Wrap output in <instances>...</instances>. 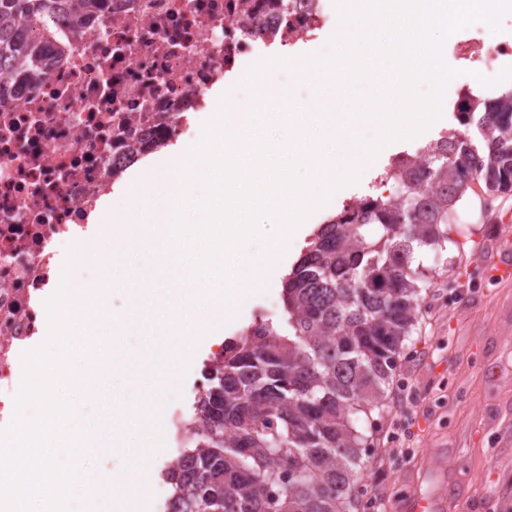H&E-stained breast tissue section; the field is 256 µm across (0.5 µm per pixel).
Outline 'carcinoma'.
I'll use <instances>...</instances> for the list:
<instances>
[{
	"mask_svg": "<svg viewBox=\"0 0 512 512\" xmlns=\"http://www.w3.org/2000/svg\"><path fill=\"white\" fill-rule=\"evenodd\" d=\"M105 22L102 0H0V81L43 72L30 35ZM456 130L394 163V195L367 196L321 225L283 279L284 316L259 318L208 366L176 461L161 473L178 512H354L358 414L384 400L418 318L425 247L448 240L478 182L512 192V87L467 91Z\"/></svg>",
	"mask_w": 512,
	"mask_h": 512,
	"instance_id": "1",
	"label": "carcinoma"
}]
</instances>
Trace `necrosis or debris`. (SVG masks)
I'll return each instance as SVG.
<instances>
[{
  "label": "necrosis or debris",
  "instance_id": "4bbe7bcc",
  "mask_svg": "<svg viewBox=\"0 0 512 512\" xmlns=\"http://www.w3.org/2000/svg\"><path fill=\"white\" fill-rule=\"evenodd\" d=\"M104 14L40 79L0 86V430L49 321L56 245L147 150L202 138L188 113L223 75L339 20L334 0H106ZM454 52L487 69L512 58V43L478 30Z\"/></svg>",
  "mask_w": 512,
  "mask_h": 512
}]
</instances>
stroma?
I'll list each match as a JSON object with an SVG mask.
<instances>
[{
    "label": "stroma",
    "mask_w": 512,
    "mask_h": 512,
    "mask_svg": "<svg viewBox=\"0 0 512 512\" xmlns=\"http://www.w3.org/2000/svg\"><path fill=\"white\" fill-rule=\"evenodd\" d=\"M457 127L454 112L441 111L426 130L375 156L363 178L306 216L308 230L317 231L346 200L391 195L394 184L374 185L390 153L414 152ZM457 218L443 249L422 258L429 279L421 291L418 322L396 361L384 410L371 413L364 429L371 443L358 488L373 497V512H397L399 502L412 493L433 495L450 486L463 495L456 512H512V280L496 281L487 271L512 233V193L491 198L482 185H475L458 203ZM101 227L100 221H90L61 255L62 269L76 283L96 284L107 271L98 252L82 249ZM307 245V240L298 241L295 254L255 290L247 305L218 324L212 335L195 341L180 363L178 383L151 391L146 383L104 370L94 379L95 398L63 386V396L104 440L112 438L113 403L148 415L146 426H123L118 450L94 455L91 469L109 475L137 464L152 482H159L173 457L167 438L169 407L190 406L192 384L210 348L239 335L255 317L280 318L283 278ZM142 268L141 257L127 252L125 284L109 295L111 314L96 313L82 331L111 342L112 318L126 312V289L139 282Z\"/></svg>",
    "instance_id": "stroma-1"
}]
</instances>
